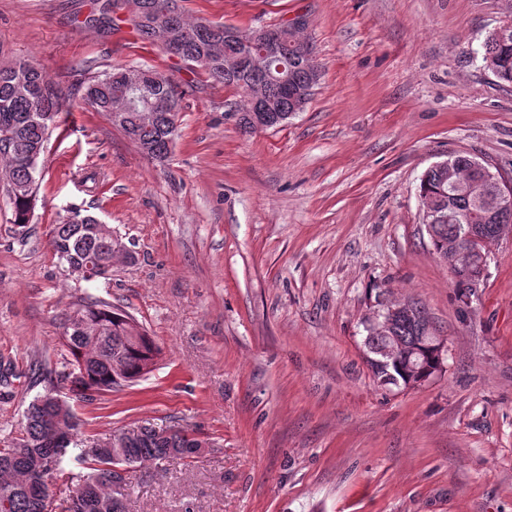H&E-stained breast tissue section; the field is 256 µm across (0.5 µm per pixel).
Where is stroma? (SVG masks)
Segmentation results:
<instances>
[{"label":"stroma","instance_id":"35a3bbf8","mask_svg":"<svg viewBox=\"0 0 512 512\" xmlns=\"http://www.w3.org/2000/svg\"><path fill=\"white\" fill-rule=\"evenodd\" d=\"M102 0H0V64L62 90L25 231L0 184V439L57 362L64 312L100 298L162 355L141 381L74 408L85 436L176 426L203 457L136 472L128 512H512V238L468 299L421 219L425 171L468 153L512 179V84L484 65L512 0H180L186 20L305 16L321 79L283 127L242 133L236 92L141 39L85 25ZM90 64L166 72L180 92L166 162L79 91ZM133 260L77 281L49 247L72 209ZM416 302L445 373L379 386L367 326Z\"/></svg>","mask_w":512,"mask_h":512}]
</instances>
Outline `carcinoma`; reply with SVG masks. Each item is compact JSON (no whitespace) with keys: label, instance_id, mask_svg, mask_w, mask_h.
<instances>
[{"label":"carcinoma","instance_id":"cac0c4a2","mask_svg":"<svg viewBox=\"0 0 512 512\" xmlns=\"http://www.w3.org/2000/svg\"><path fill=\"white\" fill-rule=\"evenodd\" d=\"M174 3L169 23L178 35L175 55L191 67H198L213 81L235 88L243 98L241 107L249 103V78L244 74H224V68L200 61L207 55L213 40H224L222 24L200 20L190 23ZM485 67L500 81L512 83V26L501 32L487 33L482 45ZM125 68H114L91 76L83 86L84 99L99 112L108 111L112 96L128 92ZM148 78L144 85L151 89L150 100L175 97L177 86L170 76L152 68L144 69ZM318 67L308 65L298 49L285 46L274 57L268 98L279 106L296 112L293 95L302 89L310 100L312 76ZM63 111L62 92L55 88L43 71L35 66L25 71L17 63L0 67V155H6V167L0 171L10 188L14 224L21 230L28 223L30 203L37 188L38 165L28 159L41 154L47 135L46 123H57ZM144 105L126 113L122 132L138 147L147 148L144 155L162 160L178 136V112L155 110L152 120L144 124ZM484 161L465 153L448 155V167L428 168L419 186L422 223L425 224L437 255L461 238L466 224H512V209L487 218L478 213L477 200L491 206L497 199L494 179L483 173ZM50 246L61 263L80 267L95 261L105 268L112 265L115 253L123 251L119 238L105 224H86L80 212L56 225ZM77 314L84 321L78 327H65L61 344V369L44 367L55 376L43 393L34 397L24 411L16 436L0 448V512H46L58 508L55 485L60 469L61 452L56 434L68 436V447L77 451V458L86 464V471L77 477L72 495L62 512H126L128 497L116 501L112 485L102 479L103 468L112 464V454L122 455L131 467L147 462L159 465L175 458L184 460L197 455L200 442L176 427L158 434L154 427L141 425L130 435H121L112 447L98 446L99 439L81 436L72 405L56 400L57 383L68 386L72 397L92 401L122 385H130L152 372L148 364H157L160 348L146 330L133 332L134 318L126 311L101 299H83L69 307L65 322ZM423 315L418 310L410 316L395 318L388 335L413 343L421 335ZM424 364L403 365V370L376 372L381 386L400 387L405 378L402 371L414 372Z\"/></svg>","mask_w":512,"mask_h":512}]
</instances>
